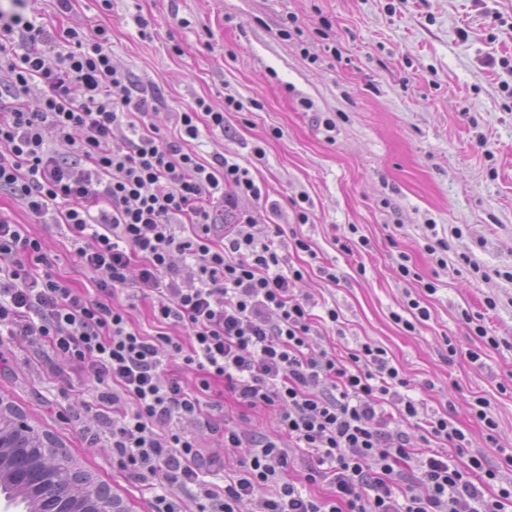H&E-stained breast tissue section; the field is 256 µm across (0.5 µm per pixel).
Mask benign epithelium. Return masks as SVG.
<instances>
[{
    "mask_svg": "<svg viewBox=\"0 0 512 512\" xmlns=\"http://www.w3.org/2000/svg\"><path fill=\"white\" fill-rule=\"evenodd\" d=\"M77 471L64 453L48 446L44 435L21 415L0 406V475L8 474L39 512H120L108 488L93 485L89 492L71 494L60 476Z\"/></svg>",
    "mask_w": 512,
    "mask_h": 512,
    "instance_id": "1",
    "label": "benign epithelium"
}]
</instances>
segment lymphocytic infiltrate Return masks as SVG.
Wrapping results in <instances>:
<instances>
[{
  "label": "lymphocytic infiltrate",
  "instance_id": "lymphocytic-infiltrate-1",
  "mask_svg": "<svg viewBox=\"0 0 512 512\" xmlns=\"http://www.w3.org/2000/svg\"><path fill=\"white\" fill-rule=\"evenodd\" d=\"M162 106L113 66L107 28L0 9V192L64 226L95 275L94 292L68 284L40 240L0 215V327L91 371L100 410L87 444L108 440L113 463L152 491V512H507L512 479L469 455L448 413L422 415L401 395L385 349L313 346V297L237 212L262 187L190 147L223 113L197 100L163 138L135 121ZM125 293L150 300L152 333L134 326ZM208 393L243 419L275 413L277 434L221 425L202 409ZM190 422L246 447L235 469L204 455ZM219 471L223 483L209 481Z\"/></svg>",
  "mask_w": 512,
  "mask_h": 512
}]
</instances>
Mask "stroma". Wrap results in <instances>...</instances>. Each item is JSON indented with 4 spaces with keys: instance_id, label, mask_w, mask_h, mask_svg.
I'll list each match as a JSON object with an SVG mask.
<instances>
[{
    "instance_id": "obj_1",
    "label": "stroma",
    "mask_w": 512,
    "mask_h": 512,
    "mask_svg": "<svg viewBox=\"0 0 512 512\" xmlns=\"http://www.w3.org/2000/svg\"><path fill=\"white\" fill-rule=\"evenodd\" d=\"M68 24L110 30L113 65L164 103L144 119L160 135L173 134L172 113L196 100L217 109L226 97L241 101L223 129L201 127L192 148L204 160L235 159L264 188L266 201L243 197L239 210L258 232L279 225L288 263L303 273L298 291L318 300L317 314H340L318 346L383 347L423 412L453 406L472 453L493 466L512 454V0H75ZM0 210L30 224L55 273L88 283L55 225L31 223L4 197ZM354 232L368 248H342ZM297 237L309 252L292 250ZM441 239L448 250L438 260L426 247ZM405 256L417 279L400 278ZM412 298L430 317L409 332L394 317ZM466 311L484 314L505 346L471 335ZM0 352L11 359L0 402L48 432L129 512H152L151 495L113 464L107 441L91 448L83 439L98 409L89 377L50 374L7 335ZM476 397L489 403L499 447L470 415Z\"/></svg>"
}]
</instances>
